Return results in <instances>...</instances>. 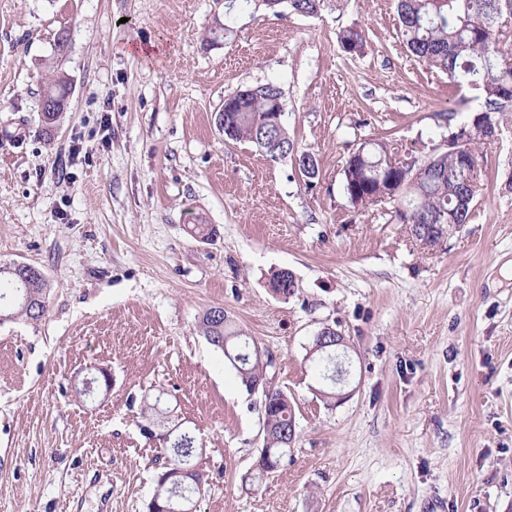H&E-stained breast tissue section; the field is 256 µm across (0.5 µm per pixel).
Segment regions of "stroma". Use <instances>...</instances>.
I'll return each mask as SVG.
<instances>
[{
  "mask_svg": "<svg viewBox=\"0 0 512 512\" xmlns=\"http://www.w3.org/2000/svg\"><path fill=\"white\" fill-rule=\"evenodd\" d=\"M220 15L231 31L205 47ZM354 25L359 55L337 42ZM59 77L69 104L47 132ZM267 82L296 154L318 160L313 183L216 124L227 96ZM480 107L407 53L395 0L283 17L0 0V263L50 287L41 320L0 324V512H146L161 463L140 409L157 390L205 450L197 512H512V112L471 220L436 248L343 189L360 143L421 161ZM200 216L213 239L189 234ZM284 268L286 299L268 288ZM212 306L272 352L293 402L292 457L260 482L261 397L199 332ZM326 324L351 372L331 405L307 359ZM101 367L110 392L78 395Z\"/></svg>",
  "mask_w": 512,
  "mask_h": 512,
  "instance_id": "stroma-1",
  "label": "stroma"
}]
</instances>
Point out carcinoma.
I'll return each instance as SVG.
<instances>
[{
	"instance_id": "obj_1",
	"label": "carcinoma",
	"mask_w": 512,
	"mask_h": 512,
	"mask_svg": "<svg viewBox=\"0 0 512 512\" xmlns=\"http://www.w3.org/2000/svg\"><path fill=\"white\" fill-rule=\"evenodd\" d=\"M325 0H280L274 7L256 0H232L228 11L240 5L263 8L276 16L291 10L302 15L319 13ZM397 14L402 39L407 51L429 68L445 74L448 81L480 93L481 108L467 121L456 125L448 136L458 147L437 153L433 160L411 166H391L392 155L385 142H368L352 153L343 169L347 196H367L371 203L391 192L394 218L402 224H435L441 214L448 216V231L454 225L470 220L480 187L483 169L479 150L485 145L476 135V127L486 120L498 126L497 115L512 109V52L506 49L512 41V0H397ZM342 50L351 55L363 52V31L348 27L338 32ZM280 87L273 83L260 85L250 93L229 96L224 120L233 128L237 142H249L265 150L262 142L276 141L294 147L286 128L260 134L253 132V116L257 112H273ZM12 281L21 292L20 315L41 319L46 312L48 281L34 275L21 280L10 266L0 265V279ZM200 329L215 350L226 357L241 384L250 389L257 377H268L273 363L255 355L258 343L245 335L224 314V308L213 306L200 318ZM314 370L332 379L336 374V355L316 354L310 357ZM263 423L272 425L263 435V444L254 462V472L262 479L280 468L291 456V443L296 436L295 416L288 394L273 387L264 396ZM141 414L152 423H169L170 410L165 392L146 395ZM167 464L159 473L148 512L165 507L167 512H189L201 495L205 475L199 467L201 452L192 432L183 429L168 440Z\"/></svg>"
}]
</instances>
